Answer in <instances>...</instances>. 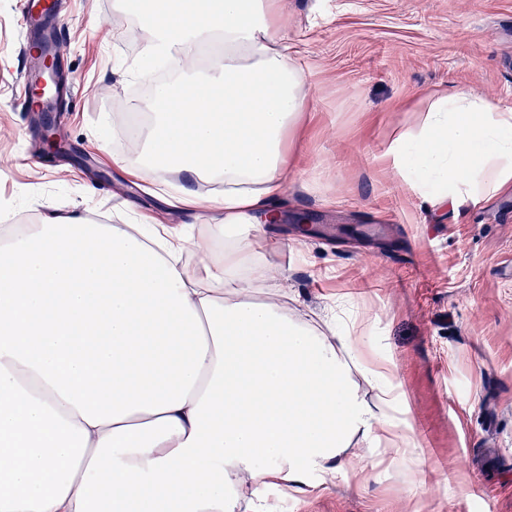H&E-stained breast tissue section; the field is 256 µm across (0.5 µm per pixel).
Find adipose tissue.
I'll use <instances>...</instances> for the list:
<instances>
[{
	"instance_id": "ef3b65f1",
	"label": "adipose tissue",
	"mask_w": 512,
	"mask_h": 512,
	"mask_svg": "<svg viewBox=\"0 0 512 512\" xmlns=\"http://www.w3.org/2000/svg\"><path fill=\"white\" fill-rule=\"evenodd\" d=\"M275 3L112 0L173 74L143 71L141 148L112 161L164 205L209 214L224 250L135 215L0 225V512H234L243 481L297 491L359 470L353 441L417 447L389 416L395 373L366 364L342 317L320 330L257 296L253 244L280 216L299 161L285 136L310 107ZM387 157L431 205L490 198L512 186V109L433 95Z\"/></svg>"
}]
</instances>
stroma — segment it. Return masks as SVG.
I'll list each match as a JSON object with an SVG mask.
<instances>
[{
	"instance_id": "1",
	"label": "stroma",
	"mask_w": 512,
	"mask_h": 512,
	"mask_svg": "<svg viewBox=\"0 0 512 512\" xmlns=\"http://www.w3.org/2000/svg\"><path fill=\"white\" fill-rule=\"evenodd\" d=\"M22 0H0V225L127 211L221 243L212 221L170 211L112 165L113 115L124 112L138 51L134 18L112 0H62L59 64L76 95L54 113L62 154L35 152L22 109ZM282 41L309 68L311 107L288 150L306 159L282 211L334 234L268 225L254 245L271 290L299 313L346 302L366 357L391 367L420 446L358 479L314 475L303 491L239 489L235 512H512V189L430 207L387 170L385 151L429 95L472 89L512 108V0H278Z\"/></svg>"
}]
</instances>
